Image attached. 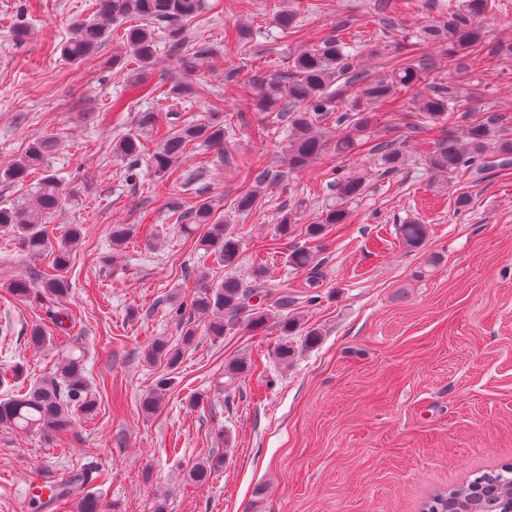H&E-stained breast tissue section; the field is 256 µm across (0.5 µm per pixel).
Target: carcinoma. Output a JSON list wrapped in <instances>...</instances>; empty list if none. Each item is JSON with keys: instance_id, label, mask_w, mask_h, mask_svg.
<instances>
[{"instance_id": "carcinoma-1", "label": "carcinoma", "mask_w": 512, "mask_h": 512, "mask_svg": "<svg viewBox=\"0 0 512 512\" xmlns=\"http://www.w3.org/2000/svg\"><path fill=\"white\" fill-rule=\"evenodd\" d=\"M97 10L91 21L74 25L72 36L62 45L61 54L72 62H80L97 54L108 38L110 26L127 19H141L140 25L124 30L123 38L128 49L141 64H153L159 40L152 22L165 29L163 36L172 48L178 47L181 23L198 15L205 7L204 0H96ZM498 7L496 0H448L443 4L440 19L417 31L414 46L429 43L448 45V53L475 47L482 42L480 19ZM276 23L282 30L299 28L296 10H281ZM354 54L349 43L341 37L330 35L313 47L302 48L295 55L292 71L279 77L256 75L252 82L257 88L256 110L275 112L284 123L282 153L288 169L267 166L256 170L253 182H282L288 174L300 170L327 148L322 134L323 123L336 115V126L345 134L336 141V153L344 154L363 144L364 132L370 126L375 108L398 104V92L408 90L420 82L419 68L408 60L393 66L382 78H372L353 64ZM361 84L360 94L350 108L335 112L333 98L327 95L329 87L342 79ZM416 101L413 128L432 130L441 125L455 111L458 100L450 88L440 87L414 96ZM496 118L492 115L468 124L458 137L444 138L427 155L428 171L443 177L463 171L480 175L499 166L512 163V134L495 130ZM199 142L220 150L224 149V122L169 123V129L160 138L152 155L157 173L165 174L181 162L187 148ZM59 142L54 137H44L33 142L25 154L12 163L0 167V179L23 182L29 174L42 170L41 177L31 187L30 198L21 204L0 206V231H7L20 245L22 251L34 259L45 257L49 265L35 274L39 287L26 278H13L0 286L20 302L31 300L61 299L71 290L67 277L75 248L84 237L80 224H72L62 235L49 230L46 217L64 210L74 197L66 191L59 179L46 167L49 156L58 151ZM115 151L129 159L141 154L139 139L126 135L115 144ZM368 152L376 157L378 165L387 171H398L407 160L405 144L395 140L375 143ZM367 187L366 179L336 176L326 185L328 192L341 201L359 198ZM259 196L247 189L236 197L237 210L253 211ZM298 202L279 213L276 233L280 237L295 238L304 235L314 242L324 238L328 228L345 224L349 213L334 205L321 211L318 221L299 226ZM180 230L196 239L197 260L203 264L211 258L228 270L236 268L240 253V239L228 225L212 220L211 205L197 202L180 214ZM404 243L419 246L427 236V225L409 221L399 225ZM134 236V229L126 224L112 225V249L126 245ZM323 259L319 251L310 247L295 246L288 254V264L306 273L305 291L296 295L280 289L266 280L264 267H257L251 284L245 285L236 276L209 284L202 282L199 292L190 302L191 317L181 330V342L173 343L158 336L147 345L144 357L150 364H162L168 371L178 369L185 351L195 342L198 328L217 341L224 338L244 316L246 326L258 331L269 322L280 328V339L275 348L276 357L285 363L295 355L291 337L301 334L307 345L318 343L317 329L303 326L294 310L300 304L314 306L321 299L323 286ZM27 343L34 349L52 345L51 337L40 325H33ZM251 369L246 360L239 358L224 366L225 387ZM171 378L161 377L141 399V409L146 414L158 411L167 393ZM97 412V400L86 376L85 355L75 342L67 339L57 351L54 370L38 381L21 386L7 398H0V428L38 433L47 441L59 440L72 430L79 418H91ZM224 464V456L211 453L189 469L188 479L203 485L209 482ZM102 477L101 471L84 469L78 474L55 479L56 494L49 504H67L72 512H104L101 498L93 491V483ZM423 512H512V463H505L492 470L479 472L465 483L433 494L425 503Z\"/></svg>"}]
</instances>
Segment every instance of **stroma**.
Masks as SVG:
<instances>
[{"label":"stroma","mask_w":512,"mask_h":512,"mask_svg":"<svg viewBox=\"0 0 512 512\" xmlns=\"http://www.w3.org/2000/svg\"><path fill=\"white\" fill-rule=\"evenodd\" d=\"M310 2L300 32L289 33L274 16L298 0H206L184 22L180 52L160 44L145 67L127 54L120 23L96 56L78 63L61 56L73 24L92 18V0H0V166L52 135L61 142L52 171L64 186L81 187L50 225L59 235L71 224L85 229L62 305L76 318L71 334L99 402L96 416L77 421L61 442L0 429V512H25L29 473L91 465L107 476L99 493L114 512H152L158 497L169 512H419L431 494L512 462V166L448 181L422 166L443 134L459 135L485 113H498L512 133V0L481 20L482 47L453 57L441 45L417 49L406 40L438 19L435 0H413L403 13L379 10L378 0ZM238 27L253 36L225 42ZM333 33L352 39L357 64L372 75L387 74L391 61L421 64L422 86L452 85L464 110L444 130L417 132L411 108H379L369 137L406 141L404 169L384 176L364 150H331L287 182L263 186L256 210L238 212L235 199L249 181L225 157L284 165L274 145L283 125L274 113L252 111L251 79L286 72L302 45ZM204 44L217 65L195 60ZM499 45L503 54L488 60V47ZM183 78L192 95L168 97ZM136 81L155 96L132 91ZM144 112L189 121L216 115L233 129L223 149L189 146L177 172L161 177L151 163L160 134L140 125ZM128 134L141 142L135 161L113 150ZM336 171L366 177L368 187L350 203L349 222L323 242L320 304L300 310L321 331L317 345L294 337L295 356L284 365L272 325L256 332L238 325L219 341L197 337L161 409L143 414L142 396L165 371L146 363L145 347L157 336L179 342L185 320L177 302H190L201 279L225 273L215 264L201 270L179 212L207 200L241 240L235 275L250 280L264 264L271 280L299 294L305 276L286 257L305 239H276V218L302 200V223L315 221ZM463 193L470 204L461 209ZM411 219L428 226L416 248L397 231ZM116 224L137 228L117 252ZM153 225L161 237L152 241L145 230ZM41 266L0 232V367L23 363L31 381L51 372L55 356L26 337L37 323L62 341L50 319L57 305L17 303L1 284ZM238 358L252 368L225 389L224 366ZM199 394L206 402L193 406ZM220 431L227 445L217 444ZM217 448L223 469L203 486L186 481L187 469Z\"/></svg>","instance_id":"obj_1"}]
</instances>
